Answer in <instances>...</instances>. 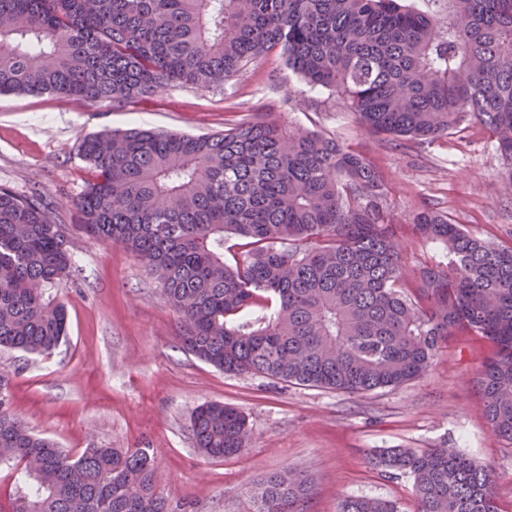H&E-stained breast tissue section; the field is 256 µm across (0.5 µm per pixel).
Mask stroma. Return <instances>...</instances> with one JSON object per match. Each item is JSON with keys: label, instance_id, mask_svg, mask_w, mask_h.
Wrapping results in <instances>:
<instances>
[{"label": "stroma", "instance_id": "obj_1", "mask_svg": "<svg viewBox=\"0 0 512 512\" xmlns=\"http://www.w3.org/2000/svg\"><path fill=\"white\" fill-rule=\"evenodd\" d=\"M252 112L335 133L360 151L384 182L409 271L448 262L442 245L414 231L415 215L427 208L512 245V164L481 126L396 145L363 131L342 102L306 87L275 55L217 89L170 85L121 105L2 94L0 186L39 191L73 255L58 290L69 312L67 341L48 358L0 352L12 411L74 455L93 445L152 449L160 490L185 512H251L253 483L287 467L311 480L306 512H337L345 496L393 500L400 512H414L410 479L366 462V449L391 447L462 451L494 470L497 498L512 512V445L495 438L484 416L479 372L491 349L479 337H450L419 378L362 394L225 374L182 348L181 315L129 252L79 230L85 136L131 127L213 134ZM205 402L247 416L251 439L241 454L210 459L195 448L190 416Z\"/></svg>", "mask_w": 512, "mask_h": 512}]
</instances>
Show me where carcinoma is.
<instances>
[{
	"mask_svg": "<svg viewBox=\"0 0 512 512\" xmlns=\"http://www.w3.org/2000/svg\"><path fill=\"white\" fill-rule=\"evenodd\" d=\"M361 129L433 141L480 124L512 161V0H0V94L52 92L116 105L172 83L222 86L273 52ZM93 173L84 230L157 276L186 349L214 368L348 393L421 376L442 339L494 351L480 374L491 431L512 444V246L432 209L417 235L448 250L410 277L379 173L336 135L243 119L208 135L129 128L78 146ZM242 239L234 264L224 236ZM71 267L37 195L0 187V352L51 355ZM0 377V468L17 487L0 512H173L147 448L77 456L9 408ZM196 448L248 444L246 417L212 402L192 415ZM368 463L412 478L416 512H505L495 476L455 448H375ZM309 482L285 468L250 490L253 512H306ZM338 512H398L344 497Z\"/></svg>",
	"mask_w": 512,
	"mask_h": 512,
	"instance_id": "obj_1",
	"label": "carcinoma"
}]
</instances>
